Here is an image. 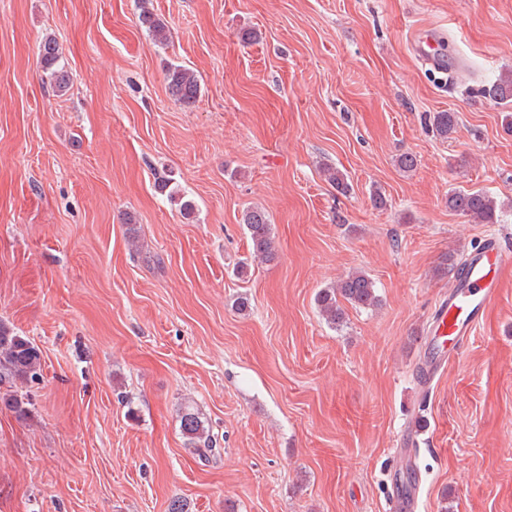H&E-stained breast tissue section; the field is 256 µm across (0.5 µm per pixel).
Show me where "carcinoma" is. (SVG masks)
Wrapping results in <instances>:
<instances>
[{
  "label": "carcinoma",
  "mask_w": 512,
  "mask_h": 512,
  "mask_svg": "<svg viewBox=\"0 0 512 512\" xmlns=\"http://www.w3.org/2000/svg\"><path fill=\"white\" fill-rule=\"evenodd\" d=\"M141 23L151 31L154 39L160 43L168 40V28L148 8H143ZM40 59L50 84L56 92L65 93L69 87V75L60 65V53L57 43L46 39L40 46ZM168 89L180 103H192L200 94V84L196 75L189 69L171 64L166 70ZM480 96L501 105L512 103V74H504L480 89ZM456 123L453 112H438L433 115L432 126L436 133L446 139ZM325 178L341 193L350 190L343 173L326 166ZM448 209L454 211L475 224H496L502 211L498 202L488 192L481 189L452 191L448 193ZM243 224L251 241L252 252L249 259L237 267V274H247L253 262L267 263L275 259L271 236V224L265 208L252 206L245 210ZM379 304L375 281L362 270L353 271L335 284L320 289L315 295V305L325 323L337 330L342 329L346 321V306L359 309H373ZM42 351L30 339L21 336L7 324L0 322V405L24 418L29 412L28 394L19 386L39 380L41 376ZM180 429L199 458L208 460L215 456L213 440L204 425L200 413L192 406H185L179 414Z\"/></svg>",
  "instance_id": "carcinoma-1"
}]
</instances>
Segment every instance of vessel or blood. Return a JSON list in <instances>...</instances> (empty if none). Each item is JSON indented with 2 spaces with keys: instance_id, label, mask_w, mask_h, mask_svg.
Masks as SVG:
<instances>
[{
  "instance_id": "b4317fda",
  "label": "vessel or blood",
  "mask_w": 512,
  "mask_h": 512,
  "mask_svg": "<svg viewBox=\"0 0 512 512\" xmlns=\"http://www.w3.org/2000/svg\"><path fill=\"white\" fill-rule=\"evenodd\" d=\"M437 43L436 35L421 33L413 38L411 48L422 62L441 69L445 62ZM511 266L512 253L495 236L488 237L470 255L463 273L455 278L427 330L434 340L437 358H454L462 353L468 336L498 295L502 272Z\"/></svg>"
}]
</instances>
